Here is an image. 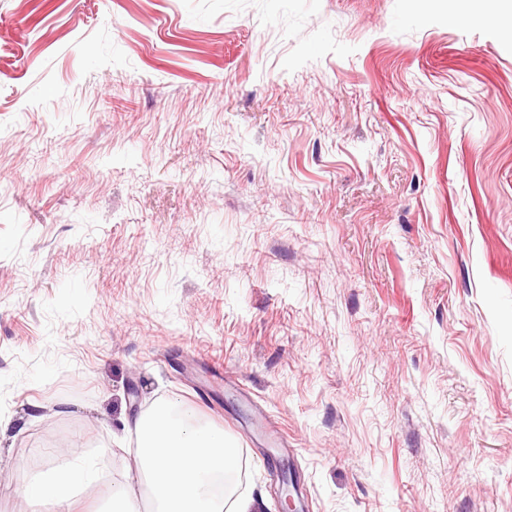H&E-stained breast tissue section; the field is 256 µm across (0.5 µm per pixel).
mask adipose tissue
Wrapping results in <instances>:
<instances>
[{
  "instance_id": "ef3b65f1",
  "label": "adipose tissue",
  "mask_w": 512,
  "mask_h": 512,
  "mask_svg": "<svg viewBox=\"0 0 512 512\" xmlns=\"http://www.w3.org/2000/svg\"><path fill=\"white\" fill-rule=\"evenodd\" d=\"M132 430L137 453L126 481L111 486L108 512H142L134 486L141 477L158 512H259L261 499L237 492L239 460L223 430L198 423L188 405L160 401ZM98 482L93 464H69L35 479L27 493L41 503L72 504Z\"/></svg>"
}]
</instances>
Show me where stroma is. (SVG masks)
Segmentation results:
<instances>
[{
    "mask_svg": "<svg viewBox=\"0 0 512 512\" xmlns=\"http://www.w3.org/2000/svg\"><path fill=\"white\" fill-rule=\"evenodd\" d=\"M510 14L0 0V512L166 398L261 512L259 414L311 512H512Z\"/></svg>",
    "mask_w": 512,
    "mask_h": 512,
    "instance_id": "1",
    "label": "stroma"
}]
</instances>
